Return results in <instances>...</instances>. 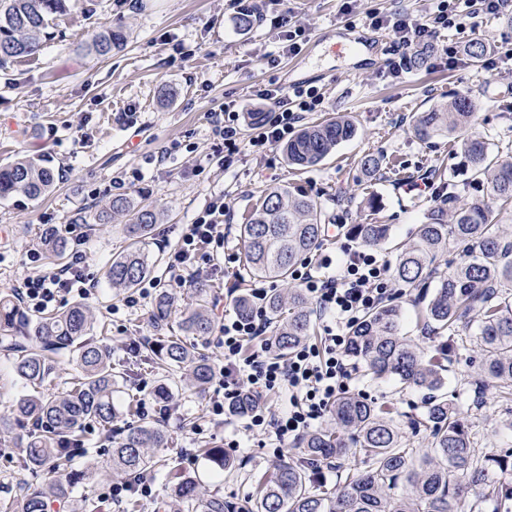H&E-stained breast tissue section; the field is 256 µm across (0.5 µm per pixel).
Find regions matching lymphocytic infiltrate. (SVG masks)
<instances>
[{"label": "lymphocytic infiltrate", "instance_id": "f902f5d3", "mask_svg": "<svg viewBox=\"0 0 512 512\" xmlns=\"http://www.w3.org/2000/svg\"><path fill=\"white\" fill-rule=\"evenodd\" d=\"M481 13H512V0H434L421 18L370 13L365 22L393 33L399 51L390 60L389 71L399 76L408 71L417 53L430 47L435 50L434 66L455 64L460 54L458 46H436V38L450 28H466L478 34L476 17ZM260 96L270 107L252 138H244L238 112L225 108L212 112L213 133L222 152L230 156L245 150L265 153L290 140L304 113L316 111L323 102L317 87L303 83L285 92L264 89ZM223 222L224 199L218 196L188 225L179 250L171 256L170 269H187L203 246H223ZM27 259L36 272L23 281L19 294L29 309L42 312L55 307L64 296L90 295L92 284L82 267V252H75L70 263L50 271L42 270L39 251L28 252ZM388 271L386 261L373 250L347 244L341 245L338 258H323L317 267L306 261L295 268L293 279L315 300L326 324L320 344H303L285 359L270 352L266 335L268 291L262 286L252 288L250 315L225 317L219 327L224 363L218 375L224 398L213 403V412L223 414L227 405L248 390L257 404L248 416L246 431L280 445L309 432L328 405L350 388L352 373L345 362L349 332L365 314L392 297L394 284ZM248 341L258 344L249 354L244 351ZM283 389L288 392L287 410L277 416L269 414L262 404L263 397Z\"/></svg>", "mask_w": 512, "mask_h": 512}]
</instances>
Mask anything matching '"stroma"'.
I'll list each match as a JSON object with an SVG mask.
<instances>
[{
  "instance_id": "35a3bbf8",
  "label": "stroma",
  "mask_w": 512,
  "mask_h": 512,
  "mask_svg": "<svg viewBox=\"0 0 512 512\" xmlns=\"http://www.w3.org/2000/svg\"><path fill=\"white\" fill-rule=\"evenodd\" d=\"M341 5V0H68L66 13L57 17L39 51L0 68V165L40 155L60 173L43 199L0 201V290H16L30 275L26 255L36 249L45 225H74L83 242L85 272L93 281L85 303L96 317L94 335L111 346L114 361L129 366L141 359V341L156 333L149 322L151 300L124 308L125 290L111 287L105 277L113 254L126 246L122 218L106 224L98 220L119 192L114 181H124L122 192L155 203L162 212L147 250L153 263L150 279L175 298L165 330L169 336L180 335L182 315L199 299H206L215 322L236 312L242 268L238 226L270 187L289 186L321 207L330 231L310 257L315 265L323 256L338 255L352 224L390 225L391 241L378 251L394 261L393 244L409 241L431 207H457L481 196L483 187L473 181L452 136L424 143L414 136L412 124L417 113L445 103L450 92L467 93L476 104L474 132L491 150L512 147V60L501 56L512 43V17L484 18L480 28L486 55L500 58L498 69L466 58L436 68L425 59L396 78L388 69L398 51L392 32H385L374 58L350 56L344 46L368 32L367 13L420 17L431 0H358L350 14L342 13ZM290 25L306 28L296 53L285 48ZM107 26L122 30L126 44L103 58L90 45ZM302 82L313 83L324 97L318 111L306 113L305 124L347 115L357 128L352 140L302 171L288 164L279 146L262 156L245 152L219 159L210 111L227 105L242 112L248 138L255 133L250 113L268 107L257 90H285ZM368 152L383 159L380 172L371 177L357 165ZM218 195L228 208L224 245L203 247L202 254L219 275L186 271L175 276L168 267L171 252L186 226ZM397 301L405 335L430 351L447 343L446 387L478 439L479 454L494 456L512 448V402L491 387L482 403L474 401L473 330L432 337L421 327L412 296L402 294ZM162 380L173 392L175 412L166 419L151 417L166 432L168 445L155 453L154 470L147 476L152 495L139 498L141 512H150L156 500L167 496L165 471L174 461L199 471L225 499L247 505L276 464L300 460L299 442L266 446L246 431L244 417L213 415L219 383L197 395L183 390L179 375L164 378L147 367L124 390L150 403ZM351 388L389 409L412 447L428 449L427 433L413 432L410 425L424 410V392L362 371L355 372ZM29 431V425L18 423L0 434L2 500H15L22 485L47 478L19 465L20 445ZM206 442L221 446L235 469L214 475L198 454ZM83 446L84 454L72 458L71 465L86 472L83 491L96 512H132L129 503L104 499L117 479L110 467L111 432L88 428Z\"/></svg>"
}]
</instances>
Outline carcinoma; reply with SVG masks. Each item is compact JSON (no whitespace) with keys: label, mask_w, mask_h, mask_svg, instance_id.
I'll list each match as a JSON object with an SVG mask.
<instances>
[{"label":"carcinoma","mask_w":512,"mask_h":512,"mask_svg":"<svg viewBox=\"0 0 512 512\" xmlns=\"http://www.w3.org/2000/svg\"><path fill=\"white\" fill-rule=\"evenodd\" d=\"M66 11V0H0V60L35 54L55 17ZM125 36L110 27L93 41V50L107 56L124 46ZM475 103L453 92L448 102L423 112L413 124L415 137L427 142L443 133L460 137V147L474 179L482 182L485 195L448 213L442 207L429 210L418 225L413 240L397 255L394 276L400 287L418 291L426 326L440 333L476 322L475 342L479 352L477 385L493 384L512 393V241L495 224L494 207L512 205V153H492L487 141L470 133ZM355 125L345 116L333 117L300 130L284 147L291 165L314 167L336 147L356 136ZM53 170L42 160L21 157L0 166V199L21 196L38 200L53 188ZM127 218L123 225L129 240L126 250L112 258L106 278L114 288H133L150 272L145 250L160 220L151 204L132 197L116 196L107 217ZM326 232L325 217L311 198L288 186L265 193L261 203L240 225L244 247L241 284L251 279L288 281L293 267L310 255ZM351 236L368 245L386 243L388 224H354ZM454 247L461 261L447 271L434 266L437 254ZM46 256L62 264L67 245L54 226L42 233ZM173 298L164 288L155 296L151 317L161 328L171 314ZM280 321L273 336L277 350L289 353L311 337L312 311L299 289L288 292V301L278 293L267 300L270 318ZM402 309L392 302L367 313L351 330L348 357L375 379H393L407 388L427 392L424 413L413 419L412 428L430 437L431 452L417 455L404 439L386 409L357 393L346 392L330 406L333 429L309 434L302 442L299 462H283L262 483L259 496L247 508L209 491L200 474L183 473L179 466L168 470L170 495L184 512H482L486 503L512 501V484L492 477L491 469L512 466L503 454L483 457L469 427L454 403L443 392L448 354L430 357L401 333ZM95 321L89 310L76 303L36 318L27 314L12 293H0V343L13 355L17 378L30 391L15 403L9 422L36 425L23 445L24 468L58 472L68 458L67 449L82 443L87 426L112 428L126 416L127 424L112 448V471L122 475L151 472L149 449L167 447L165 432L154 423L137 418L136 404L120 406L114 398L119 380L112 367V351L93 336ZM188 336L204 339L213 329L207 303L186 313L180 323ZM147 362L166 372L189 371V385L203 392L213 379V368L198 349L180 336H166L157 345L145 347ZM77 353V373L61 390L49 397L38 388L50 377L57 357ZM6 420L0 418V433ZM206 461L221 470L234 463L224 449H200ZM352 455L354 464L330 496L308 486V469ZM86 473L65 472L49 482L22 487L18 512H47L61 501L71 512H83L78 496Z\"/></svg>","instance_id":"1"}]
</instances>
